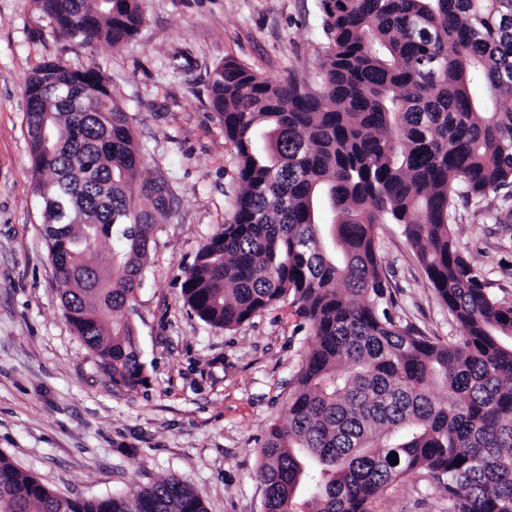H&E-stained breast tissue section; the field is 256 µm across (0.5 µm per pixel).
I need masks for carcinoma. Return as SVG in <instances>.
<instances>
[{"mask_svg":"<svg viewBox=\"0 0 512 512\" xmlns=\"http://www.w3.org/2000/svg\"><path fill=\"white\" fill-rule=\"evenodd\" d=\"M57 36L125 45L140 0H37ZM319 84L273 82L233 59L212 111L235 148L232 220L196 256L181 294L232 330L292 299L313 345L258 470L266 512H370L421 473L448 512H512V303L456 244L454 197L512 186V0H317ZM35 191L47 211L64 314L115 386L144 382L132 315L163 182L141 178L134 117L95 68L39 64L24 85ZM46 128L51 142L38 136ZM145 196L152 211H139ZM403 227L461 327L448 343L392 313L379 224ZM112 244V276L87 264ZM448 394V399L440 393ZM395 453L398 464L388 460ZM0 512H205L170 478L102 498L64 497L0 454Z\"/></svg>","mask_w":512,"mask_h":512,"instance_id":"carcinoma-1","label":"carcinoma"}]
</instances>
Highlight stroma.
<instances>
[{
	"instance_id": "35a3bbf8",
	"label": "stroma",
	"mask_w": 512,
	"mask_h": 512,
	"mask_svg": "<svg viewBox=\"0 0 512 512\" xmlns=\"http://www.w3.org/2000/svg\"><path fill=\"white\" fill-rule=\"evenodd\" d=\"M145 20L121 48L57 36L36 0H0V452L62 496L100 498L168 477L202 496L206 512H264L256 479L272 424L313 339L291 302L233 330L185 305L181 287L201 247L230 222L237 157L210 104L213 70L232 58L270 80L317 86L325 40L316 0H141ZM60 58L95 67L134 115L142 176L166 183L170 209L154 229L133 317L147 377L113 386L64 316L34 192L24 84ZM502 193L454 199L457 244L488 290L512 303V223L487 216ZM402 321L449 341L459 327L403 229L376 227ZM372 512H448L426 475L401 480Z\"/></svg>"
}]
</instances>
